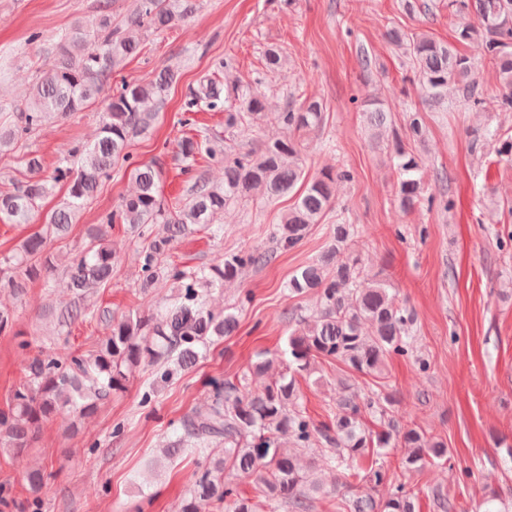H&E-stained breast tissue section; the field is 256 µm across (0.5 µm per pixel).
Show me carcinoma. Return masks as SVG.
<instances>
[{
    "label": "carcinoma",
    "instance_id": "obj_1",
    "mask_svg": "<svg viewBox=\"0 0 512 512\" xmlns=\"http://www.w3.org/2000/svg\"><path fill=\"white\" fill-rule=\"evenodd\" d=\"M195 8L193 0H137L136 9L122 27L112 26V17L103 12L96 28H77L62 36L58 56L38 72L25 103L15 107L17 122L9 128L0 127V153L12 150L28 134L42 131L50 115L80 112L94 104L121 62L140 51L135 30L168 29ZM448 8L459 18L457 39L490 57L499 92L486 100L478 89L471 56L425 33L409 34L392 28L388 39L410 57L426 104L448 107V86L452 85L474 109L490 105L497 111L512 112V0H448ZM175 79L174 70L164 69L145 84L122 82L119 92L107 99L94 143L72 149L78 169L61 164L46 176L39 158L29 154L23 161L25 180L13 192L0 194V220L30 224L55 185L68 184L66 197L48 216L43 229L27 236L5 259L25 278L32 280L60 268L69 277L74 298L82 300L112 279L114 255L104 242L105 226L120 222L149 238L139 253L142 286L147 288L164 276L179 288L178 300L158 316L129 314L110 320L109 332L88 354L67 350L34 355L28 362L25 382L14 391L8 410L0 411L1 454H26L49 420L93 414L112 394L126 391L130 377L141 367H157L164 379L195 368L210 344L231 335L237 326L234 314H215L205 307L204 288L234 281L245 270L268 265L278 253L300 246L311 225L321 223L334 203L336 182L352 178L349 170L341 169L324 170L305 179L300 134L321 128L326 120L321 102L305 101L274 113L275 123L288 130V137L268 139L257 157L224 152L220 158L224 184L211 186L202 177L194 178L192 199L174 213L159 199L160 172L150 164L135 168L134 193L106 215V224L97 225L89 234L80 254L65 255L54 264L45 255L47 242L65 238L99 181L112 167L129 162L131 137L151 126L157 113L149 105L163 104ZM221 104L220 87L209 80L186 101L185 112H197L202 106L216 109ZM224 112L229 127L246 117L261 120L267 116L265 97L246 92L225 106ZM363 112L373 138L380 139L392 124L390 111L378 102H369ZM425 133L424 117L416 109L406 114L405 136L394 134L393 159L399 174L395 202L403 212L424 205L446 210L452 205L448 199L437 201L424 195L419 156L404 143L406 138L422 142ZM488 142L498 143L496 154L512 160V135L487 129L474 135L471 150ZM178 148L189 162L201 153L211 160L216 158L214 149L193 137L182 138ZM299 182L305 183L304 190L271 233L275 248L226 253L207 273L191 274L172 264L162 265L170 245L193 226H207L219 235L222 228L215 220L232 201L255 189L270 198L280 197L292 192ZM355 232L353 224L332 225L327 249L298 268L288 281L291 297L313 293L319 305L309 316L295 309L287 312L288 322L295 326L289 329L285 371L258 389L246 381L220 385L211 403L186 415L176 438L162 449L168 459L186 448L204 457L180 512H200L202 503L213 505L216 512H260L258 504L237 497L232 479L238 476L255 477L268 505L283 504L291 512H309L324 489L313 468L300 466L291 448H307L314 441L329 446L324 461L344 473L347 487L356 483L366 487L362 493L343 498L340 512H416L415 494L397 482L384 465L362 475L352 469V463L370 452L404 448L402 465L420 470L436 460L448 459L444 441L393 420L388 421L386 430L371 433L363 423L364 413L388 414L392 396L380 391L361 399L349 392L347 378L337 380L332 423L314 426L300 405L297 377L315 373L320 360L383 379L390 358L413 354L415 315L397 302L387 284L366 272L353 249ZM67 318L90 323L101 314L76 305L67 311ZM221 444L224 456L216 458L210 449ZM49 477L42 468L24 475L33 496L32 512H40L38 495ZM386 485L387 494L378 496L377 488Z\"/></svg>",
    "mask_w": 512,
    "mask_h": 512
}]
</instances>
